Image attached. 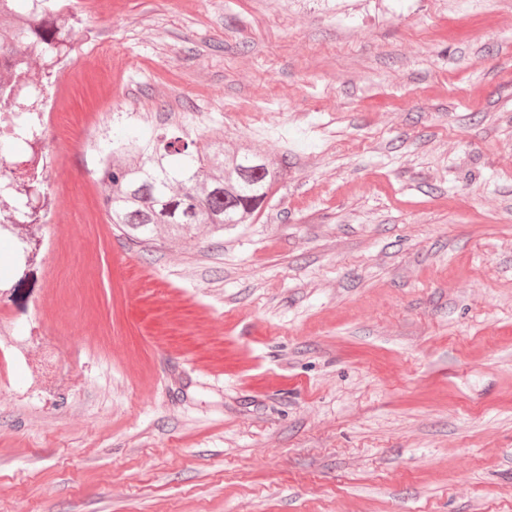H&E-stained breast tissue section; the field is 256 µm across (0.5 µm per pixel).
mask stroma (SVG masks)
Here are the masks:
<instances>
[{"mask_svg": "<svg viewBox=\"0 0 512 512\" xmlns=\"http://www.w3.org/2000/svg\"><path fill=\"white\" fill-rule=\"evenodd\" d=\"M47 107L287 160L262 216L0 238V512H512V0H73ZM93 223H83L85 213Z\"/></svg>", "mask_w": 512, "mask_h": 512, "instance_id": "stroma-1", "label": "stroma"}]
</instances>
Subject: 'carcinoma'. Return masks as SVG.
<instances>
[{"mask_svg":"<svg viewBox=\"0 0 512 512\" xmlns=\"http://www.w3.org/2000/svg\"><path fill=\"white\" fill-rule=\"evenodd\" d=\"M15 0H0V113L28 112L26 96L39 98L43 79L53 75L55 59L71 50V27L52 0H26V11ZM37 55L42 68L31 67ZM280 177V161L250 146H224V135L187 143L177 129L149 140L131 139L112 151L100 166L106 193L102 206L112 223L130 240L149 241L158 227L173 235L193 233L199 226L217 235L224 229L258 218ZM45 198L42 181L32 176L0 180V193L14 203L17 224H37L41 209L29 205V188Z\"/></svg>","mask_w":512,"mask_h":512,"instance_id":"1","label":"carcinoma"}]
</instances>
